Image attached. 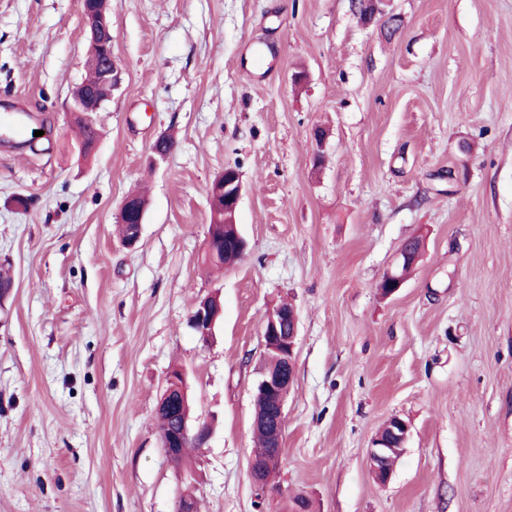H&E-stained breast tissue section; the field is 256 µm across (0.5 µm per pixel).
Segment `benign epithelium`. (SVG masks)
<instances>
[{
	"mask_svg": "<svg viewBox=\"0 0 512 512\" xmlns=\"http://www.w3.org/2000/svg\"><path fill=\"white\" fill-rule=\"evenodd\" d=\"M82 15L85 29L89 38V50L93 53L112 57V21L107 13L101 9L82 6ZM101 109V102L79 93L74 98L72 112L83 119ZM243 185L240 174L230 168L224 170L211 185L209 190L211 207L223 214V222L235 223L236 211L242 196ZM145 205L131 204L130 198H125L120 209L119 219L134 218L124 244L134 249L139 244L143 224H145ZM415 257L401 250L397 253L392 266L385 273L382 294L391 296L402 288L405 282L403 267ZM221 308L211 307L201 303L189 316L190 327L201 337L214 335ZM262 337L266 350L274 351L278 355L279 365L276 368L264 367L261 379L257 385L255 398L264 397L272 404L270 417L259 420L253 419L252 427L262 428L267 433L268 447L262 456H251L249 459V475L253 485L259 491H264L270 483L272 474L276 470L282 453L283 435L285 427L284 405L286 397L293 385L295 377V346L297 338V316L290 306L280 307L271 313L262 326ZM185 378L182 369H172L168 373L166 387L161 393L157 410L172 411L174 405L184 399L181 379ZM408 435L406 422L395 416L385 432L377 434L371 441L367 452L370 470L380 485L384 486L390 481L394 471V452L404 447ZM209 437V428L204 423H193L185 417L176 422L173 430L162 438V447L167 455L175 457L186 440L194 438L202 443Z\"/></svg>",
	"mask_w": 512,
	"mask_h": 512,
	"instance_id": "1",
	"label": "benign epithelium"
}]
</instances>
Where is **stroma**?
<instances>
[{
    "label": "stroma",
    "mask_w": 512,
    "mask_h": 512,
    "mask_svg": "<svg viewBox=\"0 0 512 512\" xmlns=\"http://www.w3.org/2000/svg\"><path fill=\"white\" fill-rule=\"evenodd\" d=\"M109 4L121 80L86 155L81 0H0V113L23 103L41 132L0 142V512H173L187 485L198 512H512V0H385L370 19L352 0ZM228 167L247 251L215 271L208 190ZM214 295L206 342L188 318ZM282 303L295 382L261 493V331ZM176 365L213 424L178 464L156 418ZM395 416L409 433L382 486L367 449ZM131 200L132 198L126 197L121 205L119 219L126 220V224H122L119 222V225L122 238L124 239L127 235V237L123 240L125 246L129 249H134L137 247L142 237L143 224H145V213L147 207H145V204H136L133 206L131 204ZM132 212H134L133 224H131L128 220ZM128 224L131 225L129 232ZM404 246L411 254H416L418 253L420 242L418 239L412 238L407 240ZM411 254L402 249L397 253L392 266L385 273V278L383 279L384 288L381 283L379 285V288H383L381 290L383 295L391 296L402 288L405 282L403 267L409 263V260L414 262L416 258V256H412ZM411 268L410 266L404 267L406 276Z\"/></svg>",
    "instance_id": "stroma-1"
}]
</instances>
